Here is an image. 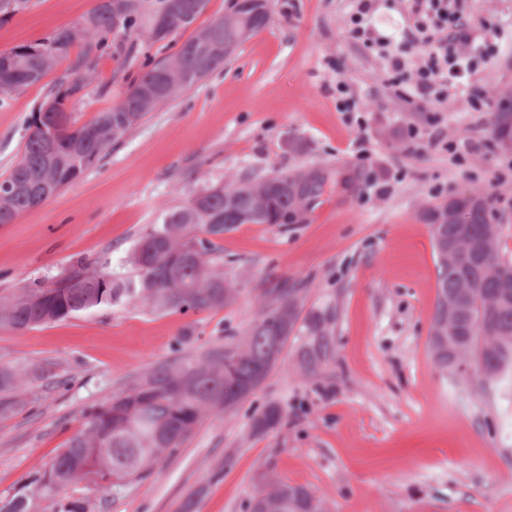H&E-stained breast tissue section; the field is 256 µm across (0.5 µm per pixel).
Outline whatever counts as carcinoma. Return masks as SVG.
Listing matches in <instances>:
<instances>
[{
    "label": "carcinoma",
    "instance_id": "obj_1",
    "mask_svg": "<svg viewBox=\"0 0 512 512\" xmlns=\"http://www.w3.org/2000/svg\"><path fill=\"white\" fill-rule=\"evenodd\" d=\"M206 4L207 0H120L117 5L114 0H100L81 23L85 28L81 39L96 50L111 42L131 55L140 41H170L188 29L192 34L166 59L144 57L121 101L79 126L66 110V99L79 92L93 72L94 59L86 54L81 79L45 98L54 106L42 119L44 125L54 127L55 137L44 136L35 128L37 115L31 116L21 157L0 179V224H12L35 207V196L27 187L49 188L45 199H50L95 166L150 112L223 67L269 20L270 0H234L230 13L196 28ZM74 44L69 28L62 27L39 42L0 53V93L40 82L48 71L43 56L57 63ZM490 122L497 143L511 144L512 111L492 112ZM325 186L319 172L302 177L280 171L195 190L140 236L128 257L135 277L117 274L107 261L80 262L53 288L36 285L16 297L0 298V326L28 331L123 301H140L158 311L222 308L232 302L233 284L215 264L216 239L239 224H287L305 212ZM453 205L465 211L461 224L448 215L446 204L423 213L434 251L448 248L462 230L479 251L451 260L437 257L431 329L444 322L448 300L459 301L463 308L456 330L458 345L468 350L467 362L481 379L492 376L499 385L512 376V291H505L512 279L502 278L512 271V261L501 254L489 197L458 198ZM270 294L272 299L262 305L237 342L161 365L94 407L86 415L84 430L28 490L0 498V512H88L86 502L66 496L70 486L83 482L109 494L120 490L143 478L160 455L181 447L208 412L236 408L275 367L298 321L294 289L273 288ZM307 328L297 349V364L313 375L333 354V329L318 315L310 317ZM429 347L441 369L456 370L453 352L435 347L432 341ZM45 374L39 365H1L0 415L13 413L23 402L25 385ZM282 418L281 408L271 404L254 416L252 429L265 433ZM257 501L268 502L267 512H330L325 498L274 477L249 499L248 512H255Z\"/></svg>",
    "mask_w": 512,
    "mask_h": 512
}]
</instances>
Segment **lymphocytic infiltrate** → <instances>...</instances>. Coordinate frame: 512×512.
<instances>
[{"instance_id": "f902f5d3", "label": "lymphocytic infiltrate", "mask_w": 512, "mask_h": 512, "mask_svg": "<svg viewBox=\"0 0 512 512\" xmlns=\"http://www.w3.org/2000/svg\"><path fill=\"white\" fill-rule=\"evenodd\" d=\"M372 8L373 0H355L348 39L381 59L386 81L401 101L445 105L452 93L469 91L472 78L493 57L494 46L463 23L462 0H412L417 31L413 43L419 48L415 63L409 60L407 44L375 36Z\"/></svg>"}]
</instances>
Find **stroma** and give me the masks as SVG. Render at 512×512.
Segmentation results:
<instances>
[{
	"label": "stroma",
	"instance_id": "obj_1",
	"mask_svg": "<svg viewBox=\"0 0 512 512\" xmlns=\"http://www.w3.org/2000/svg\"><path fill=\"white\" fill-rule=\"evenodd\" d=\"M99 0H28L0 16V53L79 24ZM468 22L495 43L494 62L471 89L512 101V0H463ZM352 0H273L267 25L220 68L161 104L104 158L57 195L0 225V297L68 275L77 260L107 258L133 277L128 256L160 215L190 191L248 173L323 171L322 195L292 224H240L218 241V267L238 292L226 307L157 311L140 302L77 314L25 333L0 327V365L36 363L34 403L0 416V496L39 476L82 429L92 406L190 353L244 336L270 289H296L298 314L332 319L333 356L316 375L297 366L289 340L262 385L229 412L207 413L174 454L112 496L71 486L91 512H245L267 475L324 497L331 512H512V396L474 373L437 366L428 336L437 259L428 208L467 193L492 194L501 253L512 260V174L489 116L457 94L443 113L450 139L476 142L466 165L447 152H404L408 125L424 115L396 100L380 60L350 46ZM372 24L408 41L405 0H375ZM88 49L37 84L0 94V175L22 151L25 127L50 92L65 89ZM92 80L67 101L78 123L116 104L138 56L94 54ZM348 83L360 114L336 109ZM365 138L368 160L357 157ZM277 428L253 433L268 404Z\"/></svg>",
	"mask_w": 512,
	"mask_h": 512
}]
</instances>
